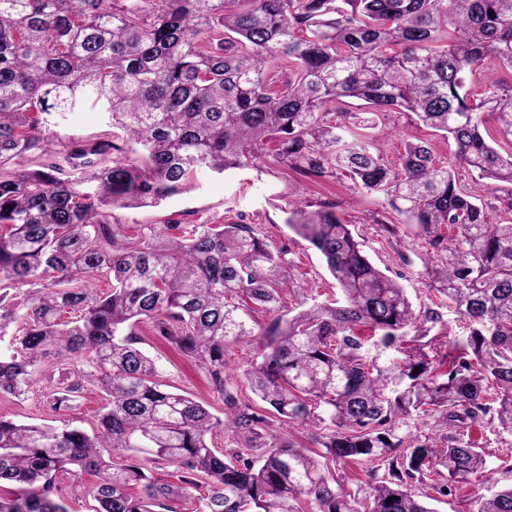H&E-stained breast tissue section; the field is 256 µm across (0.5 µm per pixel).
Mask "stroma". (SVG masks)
Segmentation results:
<instances>
[{
    "instance_id": "35a3bbf8",
    "label": "stroma",
    "mask_w": 512,
    "mask_h": 512,
    "mask_svg": "<svg viewBox=\"0 0 512 512\" xmlns=\"http://www.w3.org/2000/svg\"><path fill=\"white\" fill-rule=\"evenodd\" d=\"M107 128V115L100 106L87 103L78 111L52 117L44 133L49 140L60 143L92 139ZM378 151L391 163H398L405 141H428L438 158L450 159L454 150L452 140L442 137L419 124L409 115L392 112L377 117L373 130ZM299 200L312 205L321 201L336 202L339 217L349 224L371 261L389 275L403 274L402 284L415 309L440 303L441 294L431 291L421 277L422 258L426 250L423 239L414 236L406 225H399L397 236L382 234L373 224L374 212L381 210V195L361 193L352 181L340 175L325 181L305 177L292 170L274 165L270 158H257L248 168L218 175L207 170L196 174L189 190L165 199L156 208L122 209L115 218L123 224L138 226L158 224L168 220L180 224H227L244 222L254 225L273 246H287L291 263L293 290L283 296L279 312L292 316L314 303L324 302L336 294V282L329 274L320 253L286 222L290 202ZM138 334L142 348L155 359L160 368L159 380L168 389L184 394L206 406L215 415H223V401L205 381L201 371L177 353L172 344L152 335L148 325H140ZM259 339L241 338L228 345L225 354L224 378L227 387L239 398L251 399L243 372L257 352ZM48 388L38 382L25 395L15 398L0 396V413L20 422L49 426L69 421L85 431H93L95 415L103 404L96 388H88L79 406L66 415L49 410L46 404ZM472 437L484 448L490 478H479L467 488L435 501L436 512H465L468 503L488 489L512 485V437L498 434L495 426L474 428ZM97 482L94 475L75 477L58 474L56 483L60 496L70 512H93L92 490Z\"/></svg>"
}]
</instances>
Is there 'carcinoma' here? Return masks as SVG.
Masks as SVG:
<instances>
[{
    "label": "carcinoma",
    "mask_w": 512,
    "mask_h": 512,
    "mask_svg": "<svg viewBox=\"0 0 512 512\" xmlns=\"http://www.w3.org/2000/svg\"><path fill=\"white\" fill-rule=\"evenodd\" d=\"M488 63L512 70V0H0V338L14 331L0 395H24L49 359L63 366L51 411L76 408L90 386L106 395L92 434L0 415V482L20 484L0 512H68L56 499L63 471L97 477L94 512H176L204 478L196 512H435L413 483L437 475L431 489L446 496L486 473L468 431L487 423L512 436V222L489 223L491 203L424 140L387 166L363 133L373 124L343 106L413 114L454 141L473 180L507 185L490 194L512 210V140L503 153L484 136L491 116L512 137V93L471 91ZM89 100L114 131L68 147L78 175L53 162L6 168L48 153L39 115ZM266 139L277 164L345 171L424 237L428 284L463 323L441 343L448 353L407 346L443 312H415L334 204L294 203L287 223L324 257L342 300L257 333L253 314L276 311L289 290L286 248L251 224L112 221L189 189L201 170L249 167ZM99 279L108 292L83 285ZM139 323L205 369L224 420L161 388ZM255 334L251 403L226 388L224 352ZM421 414L436 416L440 439L402 431ZM298 427L322 452L293 437ZM218 433L237 447L214 445ZM348 461L368 466L355 494L332 473ZM160 462L177 483L152 482L148 465ZM472 512H512V485Z\"/></svg>",
    "instance_id": "carcinoma-1"
}]
</instances>
